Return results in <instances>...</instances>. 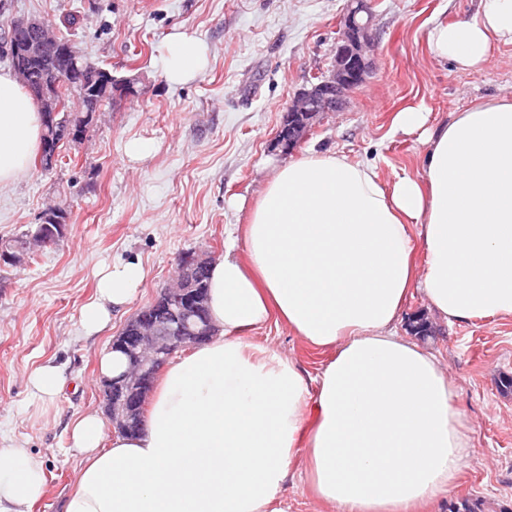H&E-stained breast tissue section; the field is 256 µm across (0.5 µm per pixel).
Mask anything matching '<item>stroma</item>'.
I'll list each match as a JSON object with an SVG mask.
<instances>
[{
  "instance_id": "35a3bbf8",
  "label": "stroma",
  "mask_w": 512,
  "mask_h": 512,
  "mask_svg": "<svg viewBox=\"0 0 512 512\" xmlns=\"http://www.w3.org/2000/svg\"><path fill=\"white\" fill-rule=\"evenodd\" d=\"M348 0H13L17 16L44 19L82 57L114 77L135 78L136 92L103 105L80 142H67L51 167L33 159L28 174L0 192V240L61 208L58 244L0 263V446L43 457L47 489L31 512H62L81 468L67 422L104 414L97 362L126 322L177 274L182 253L224 254L232 225L271 175L270 162L310 150L336 151L376 164L384 182L421 171L426 144L393 132L396 112L422 106L429 127L473 101L512 96V47L479 72H459L427 47L433 19L470 18L479 0H370L375 17L373 73L343 109L325 113L294 149L275 147L289 99L331 65ZM182 31L210 47L209 68L169 86L162 77L167 36ZM152 151L133 162L130 139ZM140 261L136 297L102 332L81 326L83 306L103 264ZM429 328L419 341L435 353L456 387L470 454L440 512H512V319L447 323L412 291L399 332L413 320ZM256 342L293 358L315 378L324 354L283 324H267ZM61 368L62 393L32 395L31 372Z\"/></svg>"
}]
</instances>
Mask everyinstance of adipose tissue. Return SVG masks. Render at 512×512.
Returning a JSON list of instances; mask_svg holds the SVG:
<instances>
[{
  "mask_svg": "<svg viewBox=\"0 0 512 512\" xmlns=\"http://www.w3.org/2000/svg\"><path fill=\"white\" fill-rule=\"evenodd\" d=\"M437 60L485 69L512 46V0L438 20ZM205 42L169 35L163 76L194 81ZM43 115L0 73V190L29 171ZM422 173L385 184L375 166L311 151L275 166L211 266L210 340L165 366L141 433L106 435L89 414L67 425L83 456L63 512H283L295 462L329 512H423L448 495L470 452L441 360L398 332L411 289L448 322L512 318V99L481 101L428 132ZM422 249L424 263L414 251ZM145 278L140 262L103 268L82 313L101 332ZM286 324L324 351L314 383L274 347ZM45 462L0 448V512H31Z\"/></svg>",
  "mask_w": 512,
  "mask_h": 512,
  "instance_id": "ef3b65f1",
  "label": "adipose tissue"
}]
</instances>
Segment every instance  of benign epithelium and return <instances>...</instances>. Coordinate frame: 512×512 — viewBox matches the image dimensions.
I'll return each mask as SVG.
<instances>
[{
    "mask_svg": "<svg viewBox=\"0 0 512 512\" xmlns=\"http://www.w3.org/2000/svg\"><path fill=\"white\" fill-rule=\"evenodd\" d=\"M368 2L348 0L333 64L291 99L284 122L276 133L277 144L288 150L295 147L322 114L341 110L350 93L366 84L372 70L369 51L375 37ZM46 28L47 23L40 19L12 18L10 31L0 39V54L12 60L14 72L40 104L48 126H54L60 114L78 118L76 123L65 124L62 133L67 140L79 141L92 128L97 112L95 94L108 87L109 75L78 62L71 44L43 35ZM33 62L45 66L37 80L31 77L29 69ZM63 80L71 86L90 89V94L81 99L76 109H62L58 85ZM35 239H42V235L32 234L18 252L1 250L0 257L20 263ZM180 263L179 285L162 289L112 342V350L125 357L126 368L103 380L105 411L112 427L120 432L140 431L144 424V407L157 374L173 354L205 343L213 333L199 284V272L210 267L211 261L190 252L181 256Z\"/></svg>",
    "mask_w": 512,
    "mask_h": 512,
    "instance_id": "obj_1",
    "label": "benign epithelium"
}]
</instances>
